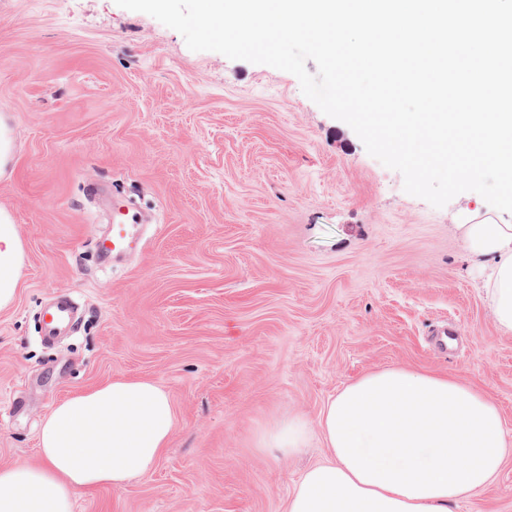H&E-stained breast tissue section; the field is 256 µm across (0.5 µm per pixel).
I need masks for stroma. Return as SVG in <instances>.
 <instances>
[{
  "instance_id": "1",
  "label": "stroma",
  "mask_w": 512,
  "mask_h": 512,
  "mask_svg": "<svg viewBox=\"0 0 512 512\" xmlns=\"http://www.w3.org/2000/svg\"><path fill=\"white\" fill-rule=\"evenodd\" d=\"M2 112L16 151L0 207L27 261L0 310V467L38 463L59 401L150 378L177 415L157 467L77 493L72 512H284L326 450L316 433L277 460L263 432L399 366L497 403L504 467L451 512H512V334L456 227L465 210L512 213L471 191L441 208L407 194L293 74L191 51L114 0H0ZM93 185L151 218L123 263L96 250ZM61 293L80 324L50 344L39 312Z\"/></svg>"
}]
</instances>
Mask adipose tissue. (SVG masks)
<instances>
[{
	"mask_svg": "<svg viewBox=\"0 0 512 512\" xmlns=\"http://www.w3.org/2000/svg\"><path fill=\"white\" fill-rule=\"evenodd\" d=\"M459 229L490 258L483 287L500 332L512 333V224L466 214ZM26 251L0 207V310L12 305ZM177 422L169 393L150 379H118L59 402L45 418L40 462L0 467V512H72L82 490L125 487L151 472ZM328 459L307 469L286 512H451L494 481L504 463L498 406L448 375L388 367L331 396L318 417ZM302 416L268 428L264 448H304Z\"/></svg>",
	"mask_w": 512,
	"mask_h": 512,
	"instance_id": "1",
	"label": "adipose tissue"
}]
</instances>
